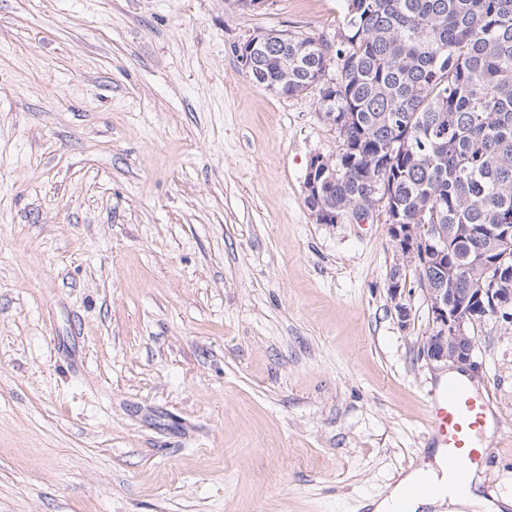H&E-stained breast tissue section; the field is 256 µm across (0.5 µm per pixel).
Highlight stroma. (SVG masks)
I'll list each match as a JSON object with an SVG mask.
<instances>
[{"mask_svg":"<svg viewBox=\"0 0 512 512\" xmlns=\"http://www.w3.org/2000/svg\"><path fill=\"white\" fill-rule=\"evenodd\" d=\"M345 0H0V512H372L431 460L429 305L383 208L317 224L318 91L256 86L259 31ZM512 499V321L473 329Z\"/></svg>","mask_w":512,"mask_h":512,"instance_id":"1","label":"stroma"}]
</instances>
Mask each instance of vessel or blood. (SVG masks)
<instances>
[{
    "instance_id": "1",
    "label": "vessel or blood",
    "mask_w": 512,
    "mask_h": 512,
    "mask_svg": "<svg viewBox=\"0 0 512 512\" xmlns=\"http://www.w3.org/2000/svg\"><path fill=\"white\" fill-rule=\"evenodd\" d=\"M490 394L471 390L458 378L447 379L428 394L427 436L430 446L440 449L441 465L447 486L411 484L398 497L393 512H412L420 495H437L442 490L456 491L467 469L482 466L486 448L479 434L490 410Z\"/></svg>"
}]
</instances>
